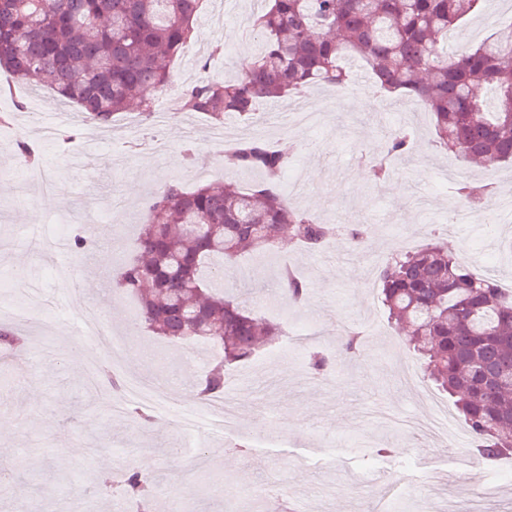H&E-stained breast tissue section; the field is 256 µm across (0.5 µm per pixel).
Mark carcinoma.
<instances>
[{
    "instance_id": "1",
    "label": "carcinoma",
    "mask_w": 512,
    "mask_h": 512,
    "mask_svg": "<svg viewBox=\"0 0 512 512\" xmlns=\"http://www.w3.org/2000/svg\"><path fill=\"white\" fill-rule=\"evenodd\" d=\"M249 27L258 60L228 79H201L182 94L185 112L221 122L248 119L265 100L310 89L345 87L352 66L373 75L397 101L423 103L433 115L435 146L484 167L512 163V22L478 45L452 47L455 30L483 0H262ZM203 0H0V68L17 81L46 85L86 120L106 124L131 106L149 116L167 89L170 59L197 32ZM412 131L387 137L385 155L403 159ZM297 148L259 137L230 153L239 171L262 181L250 191L232 182L184 190L172 180L154 192L134 253L120 265V287L150 331L215 354L197 398L224 396L227 379L259 347L285 335L224 294V272L243 253L269 257L299 244L319 250L331 237L363 250L362 224H333L288 205L285 180ZM456 195L478 206L487 183L462 181ZM393 253L379 273L389 322L407 325L408 347L431 383L448 395L473 439L474 455L494 462L512 452V295L460 264L443 242ZM288 303L308 299L307 285L279 278ZM345 354H362L363 334L340 337ZM313 376L330 360L313 345ZM152 480L136 468L112 483V495L151 512Z\"/></svg>"
}]
</instances>
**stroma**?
<instances>
[{
  "mask_svg": "<svg viewBox=\"0 0 512 512\" xmlns=\"http://www.w3.org/2000/svg\"><path fill=\"white\" fill-rule=\"evenodd\" d=\"M260 7L258 0H206L202 27L172 63L173 79L187 87L200 78H223L239 73L241 50L256 52L254 39L241 28ZM512 0H485L482 9L461 26L462 44H477L496 32ZM0 325L29 339L25 361L7 360L0 375V416L17 429L0 438V464L31 481V495H18L14 485H0V512H42L46 503L80 487L78 512H110L112 501L102 489L119 478L117 459L127 456L158 483L153 512H165L166 497L176 512H288L293 502L311 499L316 512H369L374 498L363 484L368 475L387 481L415 482L419 490L398 506L414 512L431 487H438L435 512H466L479 495L470 483L462 495L459 448L442 447L427 439L382 426L378 418H423L426 401L406 390L397 376L400 359H414L404 345H390L383 336L370 337L362 356L344 354L337 339L340 329H363L365 320L386 324L379 295L377 270L396 249L414 250L425 244L435 226L448 222L449 190L435 171L448 155L433 146L431 113L417 106L407 117L394 105L367 104L358 97L346 111L322 105V91L310 102L318 122L295 131L301 149L294 163L304 172L308 191L300 210L325 222L343 217L349 224H366L370 231L365 252L289 251L287 260L245 253L238 262L252 287L251 297L267 308L268 320L317 326L328 341L326 350L335 376L331 384H310L299 377L304 356L284 344L266 347L259 358L240 369L253 378L248 389L235 392L237 419L220 432L202 433L205 468L175 460L172 449L182 447L183 432L165 413H153L149 425L138 424L125 411H116L111 398H98L87 378L83 355L72 350L73 318L93 303L112 316V328L132 347H159L155 364L114 358L106 348L96 351L98 364L120 377L136 374L159 379L172 405L193 407L188 396L207 368L205 356H192L187 344L152 334L135 317L133 302L120 290L106 292L121 261L134 249L137 224L146 218L151 195L169 181L185 188L235 181L242 189L259 182L255 172H241L209 143L213 121L195 112H174L164 128L165 153H156L145 134L152 123L134 112L114 116L103 128L80 116L56 123L58 102L50 90H34L0 73ZM415 130L407 161L396 164L388 180L376 183L362 160L372 145L400 127ZM98 139L101 149L93 169L79 166L85 140ZM35 145L47 171L51 190L32 188L18 193L15 160L19 140ZM196 147L185 160L184 143ZM400 184L403 195L391 193ZM89 210L84 225L93 243L85 251L62 253L34 249L28 236L34 228L52 230L72 239L76 227L61 223L64 214ZM471 220L454 225L446 238L450 251L466 247L479 254L495 278L512 280V223L493 226L479 207ZM81 263L83 278L62 287L59 268ZM309 287V301L289 305L279 291L284 267ZM40 288L50 302L47 314L19 321L8 309L24 302L14 273ZM392 445L395 456L369 455V448Z\"/></svg>",
  "mask_w": 512,
  "mask_h": 512,
  "instance_id": "obj_1",
  "label": "stroma"
}]
</instances>
